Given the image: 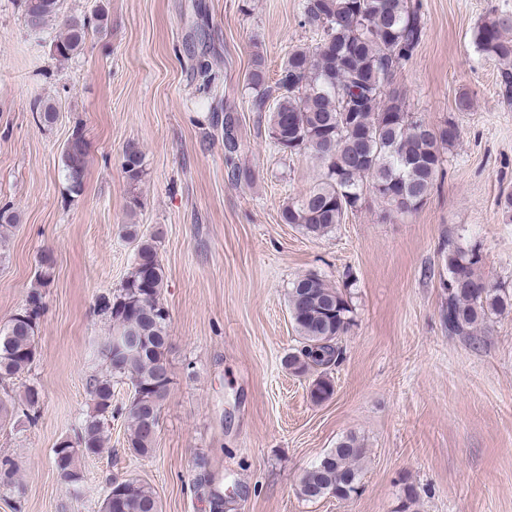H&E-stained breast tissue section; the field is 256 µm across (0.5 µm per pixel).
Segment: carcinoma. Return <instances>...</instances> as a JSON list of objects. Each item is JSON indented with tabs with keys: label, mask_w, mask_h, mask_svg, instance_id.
Returning a JSON list of instances; mask_svg holds the SVG:
<instances>
[{
	"label": "carcinoma",
	"mask_w": 512,
	"mask_h": 512,
	"mask_svg": "<svg viewBox=\"0 0 512 512\" xmlns=\"http://www.w3.org/2000/svg\"><path fill=\"white\" fill-rule=\"evenodd\" d=\"M29 30H42L57 17L59 0H23ZM101 10L94 17L69 18L54 43L63 60L81 53L89 32L107 29ZM301 23L314 31L313 43L297 46L269 83L262 57L254 60L248 76L250 110L266 121L271 144L290 156L309 155L319 165L320 179L303 195L281 209L280 221L293 224L303 234L321 238L343 223L360 207L364 192L375 193L388 205V214L410 215L422 207L433 187L444 151L459 137L450 120L434 128L405 108L397 90L385 91L396 70L414 54L422 36L419 5L412 0H302ZM477 51L506 65L500 90L512 96V14L496 15L477 26L473 34ZM34 120L49 126L56 119L54 104L42 98L31 103ZM241 149L236 117L224 113V159L235 166ZM87 142L83 132L73 131L62 151L68 191L79 194L85 177ZM122 168L130 184L143 177V155L134 144L126 145ZM135 242L132 271L121 287L96 301L97 311L108 317L112 336L101 348L108 375H94L88 382L92 408L80 420L74 444L53 449L57 480L79 492L83 480L80 460L96 457L108 441L106 424L112 417V377L130 381L133 396L125 407L127 449L141 457L155 450L162 402L171 378L166 352L169 313L162 303L164 271L152 237L139 235L137 225L126 226ZM443 260L448 279L445 321L448 333L472 336L493 315L512 309V294L481 274L482 255L448 241ZM55 260L44 252L38 260L37 287L24 308L0 325V382L28 372L37 357V319L43 309L41 289L53 277ZM288 309L300 348L289 353L285 366L295 375L329 368L339 361L341 336L353 322L350 298L340 288L315 273L297 277L288 289ZM142 336L144 349L130 350L112 360V337ZM334 394L330 377L313 380L311 399L321 403ZM41 391L28 385L14 412L28 423L37 421ZM367 448L350 434L319 461L304 471L298 490L307 501L327 496L348 501L359 494L361 464ZM0 485H19L13 459L0 456ZM208 498L210 512H224V492L210 483H199ZM100 512H162L151 487L134 479L107 480Z\"/></svg>",
	"instance_id": "1"
}]
</instances>
